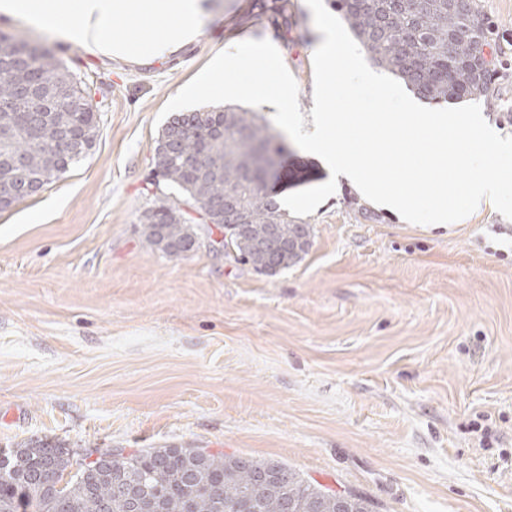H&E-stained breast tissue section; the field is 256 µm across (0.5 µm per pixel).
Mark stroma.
Masks as SVG:
<instances>
[{"instance_id":"1","label":"stroma","mask_w":512,"mask_h":512,"mask_svg":"<svg viewBox=\"0 0 512 512\" xmlns=\"http://www.w3.org/2000/svg\"><path fill=\"white\" fill-rule=\"evenodd\" d=\"M494 95L512 136V0H480ZM202 35L149 65L0 16L91 88L88 154L0 211V449L201 448L274 459L375 512H512V219L406 224L340 185L303 223L308 252L266 275L220 232L177 257L149 246L155 124L217 53L266 39L314 106L322 39L305 0H205ZM277 198L327 182L285 140Z\"/></svg>"}]
</instances>
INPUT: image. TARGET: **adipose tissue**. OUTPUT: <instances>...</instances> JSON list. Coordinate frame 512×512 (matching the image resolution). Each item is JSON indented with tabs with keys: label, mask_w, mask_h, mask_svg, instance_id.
<instances>
[{
	"label": "adipose tissue",
	"mask_w": 512,
	"mask_h": 512,
	"mask_svg": "<svg viewBox=\"0 0 512 512\" xmlns=\"http://www.w3.org/2000/svg\"><path fill=\"white\" fill-rule=\"evenodd\" d=\"M205 0H0V14L76 47L147 64L175 56L201 31Z\"/></svg>",
	"instance_id": "ef3b65f1"
}]
</instances>
